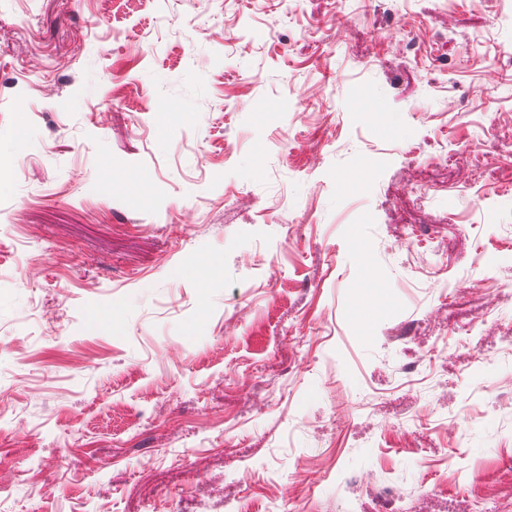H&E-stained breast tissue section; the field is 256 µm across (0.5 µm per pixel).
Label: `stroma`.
<instances>
[{"label": "stroma", "instance_id": "1", "mask_svg": "<svg viewBox=\"0 0 512 512\" xmlns=\"http://www.w3.org/2000/svg\"><path fill=\"white\" fill-rule=\"evenodd\" d=\"M399 7L0 0V512H512V0Z\"/></svg>", "mask_w": 512, "mask_h": 512}]
</instances>
